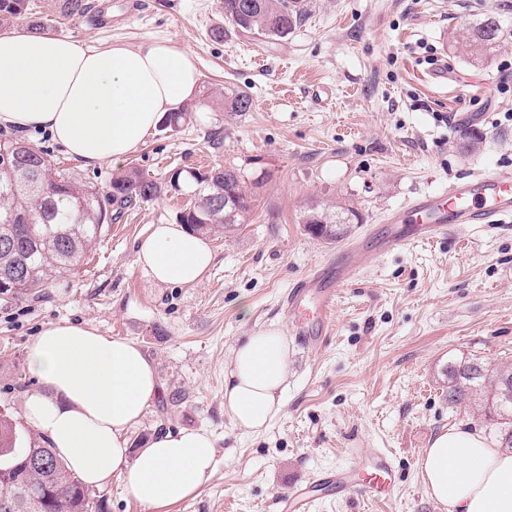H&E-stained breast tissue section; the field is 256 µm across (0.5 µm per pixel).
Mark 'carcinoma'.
Listing matches in <instances>:
<instances>
[{
	"label": "carcinoma",
	"mask_w": 512,
	"mask_h": 512,
	"mask_svg": "<svg viewBox=\"0 0 512 512\" xmlns=\"http://www.w3.org/2000/svg\"><path fill=\"white\" fill-rule=\"evenodd\" d=\"M224 17L241 33L267 38H286L306 20L311 11L309 0H220ZM89 8L87 0H61L63 17L82 14ZM26 26L32 31L44 28L42 19L32 12L29 0H0V29ZM499 22L486 17L462 33L454 43L483 62L496 47ZM252 98L245 90L224 94V111L248 112ZM193 191L221 205L180 215L177 221L189 229L212 233L228 228L224 220V195L232 198L237 210L234 224H244L252 208L251 196L243 180L230 169L213 166L198 170H179L159 182L146 178L138 168L129 167L112 176L110 191L81 185L65 172L52 171L43 152L30 148L21 166L12 171L0 170V273L11 270L25 260V271L15 282H5L0 294L22 295L44 287L49 280L75 271L83 264L92 245L112 220L111 206L124 209L134 203L149 202L167 191L179 192L185 180ZM326 220L331 231L322 237L338 240L349 232V225L361 221L353 209L341 205L313 208L303 218L306 224ZM448 404L485 417L496 440L512 449V397L502 394V383L512 381V366L489 369L475 357L448 361ZM31 446L18 445L16 424L11 415L0 410V469H7L0 497L5 495L22 503L36 490L39 503L24 507V512H102V500L83 484L56 455H51L53 477L45 479L43 470L24 463Z\"/></svg>",
	"instance_id": "cac0c4a2"
}]
</instances>
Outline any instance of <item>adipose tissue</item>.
<instances>
[{
	"instance_id": "ef3b65f1",
	"label": "adipose tissue",
	"mask_w": 512,
	"mask_h": 512,
	"mask_svg": "<svg viewBox=\"0 0 512 512\" xmlns=\"http://www.w3.org/2000/svg\"><path fill=\"white\" fill-rule=\"evenodd\" d=\"M194 55L171 40L90 46L47 33L0 35V127L43 129L83 166L120 163L167 113L196 94ZM214 260L181 224L152 225L135 255L162 285L195 286ZM290 346L275 327L245 336L224 364V409L235 428L265 430L282 411ZM41 389L23 418L87 485L120 478L137 502L192 497L213 475L215 440L202 429L161 432L131 449L129 433L160 389L136 342L77 322L44 326L27 348ZM427 493L446 512H512V453L461 423L432 437L420 459Z\"/></svg>"
}]
</instances>
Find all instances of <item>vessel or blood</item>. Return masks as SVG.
<instances>
[{
  "label": "vessel or blood",
  "instance_id": "vessel-or-blood-1",
  "mask_svg": "<svg viewBox=\"0 0 512 512\" xmlns=\"http://www.w3.org/2000/svg\"><path fill=\"white\" fill-rule=\"evenodd\" d=\"M509 219L512 220L511 172L459 178L450 182L446 191L418 195L390 212L384 219L387 231L377 239L376 249L387 252L407 247L446 232L452 224L482 226L502 224ZM367 258L365 249H350L338 262L298 280L285 293L284 316L302 345L321 348L329 333L340 286L356 274ZM356 461L370 467L362 482H355L347 470L322 474L321 482L331 486L339 498L358 492L370 500L385 499L392 486V454L380 449L361 452ZM317 503L309 482L294 480L288 495L280 501V512H314Z\"/></svg>",
  "mask_w": 512,
  "mask_h": 512
}]
</instances>
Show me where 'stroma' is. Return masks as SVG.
Wrapping results in <instances>:
<instances>
[{
    "instance_id": "35a3bbf8",
    "label": "stroma",
    "mask_w": 512,
    "mask_h": 512,
    "mask_svg": "<svg viewBox=\"0 0 512 512\" xmlns=\"http://www.w3.org/2000/svg\"><path fill=\"white\" fill-rule=\"evenodd\" d=\"M57 36L89 45L172 39L196 58L190 121L155 130L125 163L82 167L39 129L0 128L44 152L52 167L107 192L133 165L155 179L177 169H236L252 196L247 223L210 237L214 261L193 287L154 283L134 262L151 225L175 222L185 196L165 193L126 209L83 265L39 295L0 300V409L22 422L40 384L27 346L45 325L85 322L139 344L157 363L160 394L131 433L200 428L216 440V469L195 497L162 509L130 497L121 480L101 487L103 512H279L290 478L353 463L354 450L392 451L389 500L356 494L316 512H445L422 482L419 459L433 434L468 421L443 392L449 360L512 364V223L449 226L431 242L373 255L382 216L462 175L512 171V0H311L288 37L257 40L229 26L220 0H91L60 17L58 0H31ZM495 17L499 45L475 63L449 42ZM223 38H214L215 29ZM448 82L433 85L437 64ZM244 89L247 112L224 95ZM478 131L476 151L462 147ZM353 207L362 223L327 243L308 235L304 211ZM370 250L340 292L322 348L293 343L283 411L263 433L236 429L224 411V363L262 327L287 329L282 298L297 280L349 246ZM181 395L172 403V395Z\"/></svg>"
}]
</instances>
